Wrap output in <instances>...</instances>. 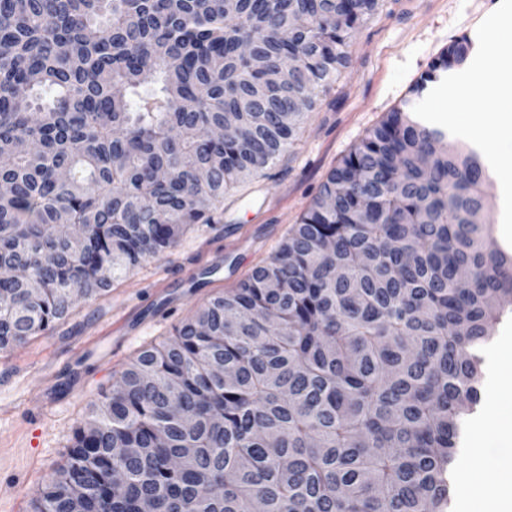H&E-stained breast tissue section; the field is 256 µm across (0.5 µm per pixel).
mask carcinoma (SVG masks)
<instances>
[{
    "instance_id": "obj_1",
    "label": "carcinoma",
    "mask_w": 512,
    "mask_h": 512,
    "mask_svg": "<svg viewBox=\"0 0 512 512\" xmlns=\"http://www.w3.org/2000/svg\"><path fill=\"white\" fill-rule=\"evenodd\" d=\"M379 6L0 0V268L28 273L0 279V351L217 223L295 146ZM471 52L454 41L412 95ZM487 178L405 100L264 265L138 353L32 512H446L512 304V254L478 223Z\"/></svg>"
}]
</instances>
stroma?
Returning a JSON list of instances; mask_svg holds the SVG:
<instances>
[{
  "mask_svg": "<svg viewBox=\"0 0 512 512\" xmlns=\"http://www.w3.org/2000/svg\"><path fill=\"white\" fill-rule=\"evenodd\" d=\"M502 10L512 13V0H385L356 32L350 67L307 114L293 151L227 195L220 223L188 231L98 300L76 302L48 335L0 352V512H31L32 499L63 463L90 404L111 390L140 349L169 337L206 301L233 291L267 261L328 173L369 129L409 98L419 112L455 111L442 85L417 99L411 90L456 39L474 45L456 76L479 66L489 39L486 22ZM486 191L492 202L486 222L512 250V205L497 181ZM99 333L107 340L93 345ZM505 337L512 339V316L496 326L484 351L481 400L457 453L462 468L480 450L489 484L512 465V442L491 431L477 446L473 432L479 421L512 418V404L496 396L512 378L499 346Z\"/></svg>",
  "mask_w": 512,
  "mask_h": 512,
  "instance_id": "35a3bbf8",
  "label": "stroma"
}]
</instances>
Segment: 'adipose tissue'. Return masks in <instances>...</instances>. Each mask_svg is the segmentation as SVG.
<instances>
[{
	"label": "adipose tissue",
	"mask_w": 512,
	"mask_h": 512,
	"mask_svg": "<svg viewBox=\"0 0 512 512\" xmlns=\"http://www.w3.org/2000/svg\"><path fill=\"white\" fill-rule=\"evenodd\" d=\"M476 87L490 99L492 107L480 126H471L467 116L455 119L458 128L470 131L476 145L491 139L512 141V54L489 48L482 65L466 82L455 85L456 97H463L467 88ZM485 462L475 455L469 468L458 476L459 491L469 505V512H512V470L496 486L483 480Z\"/></svg>",
	"instance_id": "ef3b65f1"
}]
</instances>
